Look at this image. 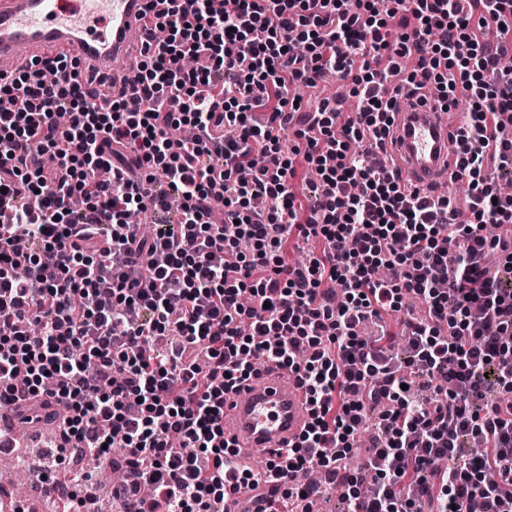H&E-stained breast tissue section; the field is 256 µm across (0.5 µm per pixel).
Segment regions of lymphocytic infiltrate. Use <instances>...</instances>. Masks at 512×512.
Listing matches in <instances>:
<instances>
[{"mask_svg": "<svg viewBox=\"0 0 512 512\" xmlns=\"http://www.w3.org/2000/svg\"><path fill=\"white\" fill-rule=\"evenodd\" d=\"M166 2L138 110L61 82L65 57L0 77V405L28 420L56 400L59 449L90 459L41 484L85 512L119 448L124 512H224L263 484L262 512H310L325 485L298 483L306 469L347 512H512V198L487 174L512 176V0ZM333 80L348 99L295 127L298 90ZM463 97L471 219L455 224L451 197L379 155L401 99ZM168 210L147 235L128 221ZM272 364L297 374L309 421L257 472L224 437V394Z\"/></svg>", "mask_w": 512, "mask_h": 512, "instance_id": "1", "label": "lymphocytic infiltrate"}]
</instances>
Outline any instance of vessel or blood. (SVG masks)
Here are the masks:
<instances>
[{
  "instance_id": "vessel-or-blood-1",
  "label": "vessel or blood",
  "mask_w": 512,
  "mask_h": 512,
  "mask_svg": "<svg viewBox=\"0 0 512 512\" xmlns=\"http://www.w3.org/2000/svg\"><path fill=\"white\" fill-rule=\"evenodd\" d=\"M147 0H0V73L23 56L64 54L79 62L91 101L131 99L144 45ZM454 127L433 107L394 114L392 169L426 190L453 182ZM306 394L294 373L273 368L224 397V436L243 454L271 455L307 423Z\"/></svg>"
}]
</instances>
